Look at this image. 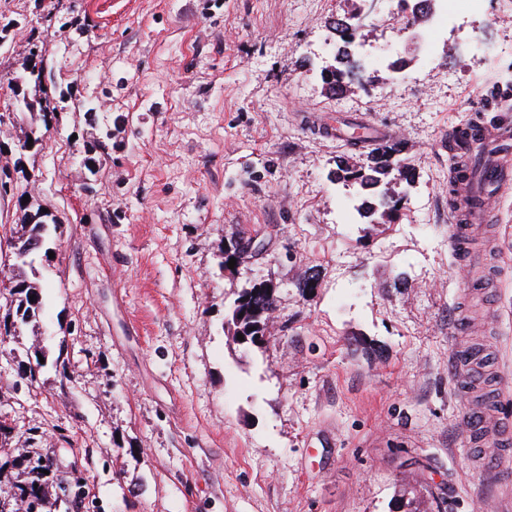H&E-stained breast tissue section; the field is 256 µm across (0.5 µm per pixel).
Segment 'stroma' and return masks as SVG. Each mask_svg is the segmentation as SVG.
<instances>
[{"label": "stroma", "mask_w": 512, "mask_h": 512, "mask_svg": "<svg viewBox=\"0 0 512 512\" xmlns=\"http://www.w3.org/2000/svg\"><path fill=\"white\" fill-rule=\"evenodd\" d=\"M365 5L64 0L50 18L0 0V239L30 212L58 221L27 273L47 297L38 326L0 343V421L77 464L83 512H398L412 497L425 512H501L462 420L512 418V190L462 265L448 133L492 76L512 77V0H487L432 48L426 25L405 29L381 0L362 31L377 64L331 94V24ZM33 32L48 77L26 92L60 109L48 126L13 106ZM314 117L390 130L393 161L415 174L391 187L396 220L345 221L336 159L362 166L372 150L323 137ZM244 234L264 256L221 268ZM257 280L277 313L246 348L225 319ZM474 345L475 381L456 380L453 353ZM41 353L36 386L18 383Z\"/></svg>", "instance_id": "35a3bbf8"}]
</instances>
